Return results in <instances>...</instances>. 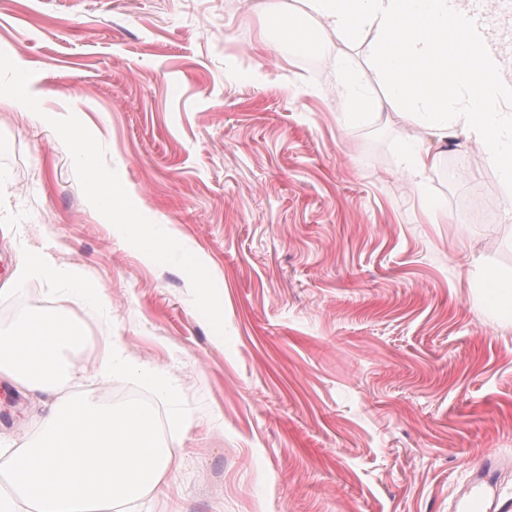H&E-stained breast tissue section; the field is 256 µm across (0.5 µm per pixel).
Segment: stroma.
Here are the masks:
<instances>
[{
  "mask_svg": "<svg viewBox=\"0 0 512 512\" xmlns=\"http://www.w3.org/2000/svg\"><path fill=\"white\" fill-rule=\"evenodd\" d=\"M266 2L0 0V51L205 258L229 341L212 338L185 273L146 262L87 201L55 131L6 97L0 224L14 231L0 236V282L38 247L89 274L104 302L33 280L0 298V331L71 317L87 333L77 367L90 373L110 340L175 379L172 403L133 375L71 387L104 405L155 398L183 463L149 512H454L487 457L512 490V325L465 281L470 252L512 268V185L473 142L422 185L405 179L415 125L339 117V63L384 96L364 48L309 69L266 28ZM8 397L12 441L42 401L0 382Z\"/></svg>",
  "mask_w": 512,
  "mask_h": 512,
  "instance_id": "stroma-1",
  "label": "stroma"
}]
</instances>
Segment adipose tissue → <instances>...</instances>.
Here are the masks:
<instances>
[{
	"instance_id": "adipose-tissue-1",
	"label": "adipose tissue",
	"mask_w": 512,
	"mask_h": 512,
	"mask_svg": "<svg viewBox=\"0 0 512 512\" xmlns=\"http://www.w3.org/2000/svg\"><path fill=\"white\" fill-rule=\"evenodd\" d=\"M284 11L282 41L293 54H308L314 43L365 46L385 98L359 93L361 77L346 66L337 69L336 93L351 123L382 117L388 105L406 109L419 130L402 149L409 179L434 170L449 143L461 139L479 144L512 184V81L490 29L449 26V16L465 15L464 0H289ZM473 266L482 302L511 324L512 269L481 257ZM31 279L67 286L81 300L97 297L86 273L38 248L22 254L0 297ZM85 342L80 324L53 317L24 316L0 332V380L46 397L33 438L0 443V512H140L178 467L179 451L162 443L150 408L63 396L79 373L70 355ZM120 374L138 375L162 399L176 396L170 376L107 347L95 375L109 381Z\"/></svg>"
}]
</instances>
